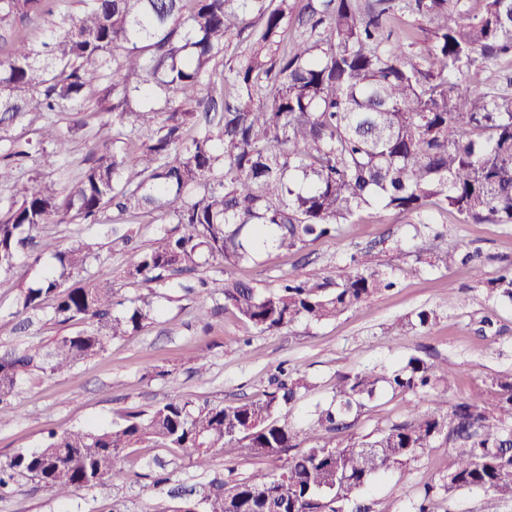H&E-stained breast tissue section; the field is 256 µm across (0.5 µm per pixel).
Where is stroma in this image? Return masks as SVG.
I'll use <instances>...</instances> for the list:
<instances>
[{
	"mask_svg": "<svg viewBox=\"0 0 512 512\" xmlns=\"http://www.w3.org/2000/svg\"><path fill=\"white\" fill-rule=\"evenodd\" d=\"M46 8V15L37 19L13 15L0 20V49L9 50L18 34L34 45L62 36L59 15H78L82 4L80 0L64 5L48 0ZM62 122L75 127L67 168L28 165L19 171L15 183L0 187V196L19 194L35 176L77 177L85 167L90 134H108L111 150L121 152L126 147V136L113 128L111 113L95 105L64 115ZM167 227L155 213L131 217L127 224L134 236L131 251L113 245L108 225H51L43 236L61 241L79 235L94 244L98 259L87 279L110 282L132 298L136 291L127 286L124 272L135 258L134 251L149 246ZM419 227L424 230L421 246L469 251L486 277H496L502 267L512 264L511 224H464L453 214L432 210L367 215L297 252L272 251L258 262L229 269L217 264L200 268L198 277L220 279L228 274L273 288L300 266L310 285L317 287L336 282L344 257L370 248L380 270L396 282L393 290L371 297L360 310L321 324L300 321L280 332L258 331L231 311L219 309L217 297L194 289L196 277H171L147 327L113 340L103 353L71 373L35 374L21 381L9 415L0 423V462L39 448L48 431L108 428L126 414L148 412L172 399L197 409L262 396L271 391L281 365L310 385L290 410L292 420L302 429L308 427L317 407L331 400L337 374L355 367L391 368L412 355L438 362L443 380L450 384V402L485 400L488 376L512 370V305L489 300L484 284L474 280L467 266L420 270L414 255L395 257L392 243H410ZM51 264L50 256L38 260L29 256L17 261L11 272L0 273V345L17 339L14 311L19 285L39 278ZM203 308L210 311L204 319L198 316ZM420 309L436 312L432 324L420 332H397L400 319ZM200 357L209 366L203 380L194 372ZM422 402L418 395H382L360 415L354 431L363 436L406 420L412 406ZM453 461L451 448L434 446L406 471H391L374 481L362 492L361 500L370 512H412L424 494V482L430 480L435 485L434 512H512V500L480 490L445 492L442 483ZM121 462L126 480L106 478L66 498L28 477H18L13 492L0 498V512H144L146 507L167 503L171 486L199 488L216 479H241L258 469L275 473L280 468L279 462L232 450L216 452L211 467L201 470L193 466L189 450L149 443L126 449ZM160 473L167 476V485L156 484Z\"/></svg>",
	"mask_w": 512,
	"mask_h": 512,
	"instance_id": "35a3bbf8",
	"label": "stroma"
}]
</instances>
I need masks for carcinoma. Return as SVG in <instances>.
I'll list each match as a JSON object with an SVG mask.
<instances>
[{
    "instance_id": "cac0c4a2",
    "label": "carcinoma",
    "mask_w": 512,
    "mask_h": 512,
    "mask_svg": "<svg viewBox=\"0 0 512 512\" xmlns=\"http://www.w3.org/2000/svg\"><path fill=\"white\" fill-rule=\"evenodd\" d=\"M45 0H0V18L36 17ZM83 0L66 35L37 49L15 39L0 60V185L24 164L54 158L63 167L71 133L53 119L91 98L92 75L112 83V124L130 150L109 153L94 140L90 165L62 183L35 177L0 216V272H9L48 224H99L112 210L124 224L159 212L165 231L125 271L153 290L173 273L218 262L224 268L268 249L298 251L335 234L371 209L395 214L448 211L463 223L512 224V93L479 91L471 76L491 63L512 67V0ZM429 47L412 52L416 30ZM246 47L223 69L215 61L232 37ZM196 90L189 102L179 93ZM51 115L36 139L11 130L30 108ZM55 268L22 285L18 330L26 332L52 300V320L84 329L50 345L0 351V423L20 381L67 373L153 321L151 295L125 304L107 283L83 282L97 253L79 236L55 251ZM469 256L423 251L419 262L449 268ZM488 297L512 304V269L492 279L471 267ZM321 293L296 271L274 289L232 279H201L261 332L297 321L323 323L358 310L394 282L369 250L339 267ZM421 310L398 324H432ZM263 399L190 410L169 401L110 429L52 433L42 448L0 464V495L27 475L66 496L110 477L125 479L121 453L138 443L189 448L210 466L216 448L281 460L199 490L169 491L173 505L147 512H348L379 474L402 469L442 441L455 453L446 492L483 490L512 499V371L488 378L489 398L448 402L439 364L411 356L400 368L354 369L336 377L330 404L301 431L288 407L309 389L283 370ZM421 394L413 410L365 436L352 432L380 394ZM308 446L295 453L297 438Z\"/></svg>"
}]
</instances>
